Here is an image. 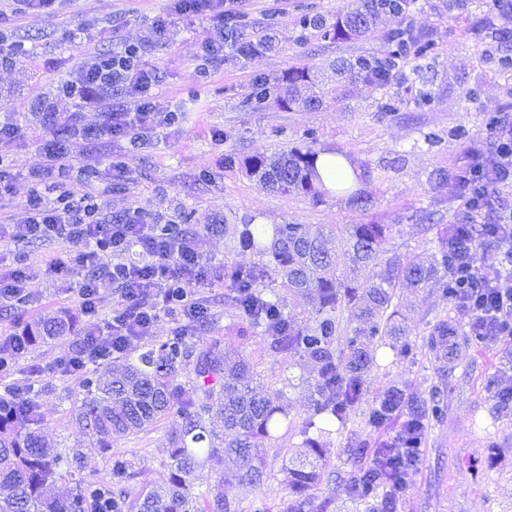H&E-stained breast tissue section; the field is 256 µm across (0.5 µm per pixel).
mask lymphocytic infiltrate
Returning <instances> with one entry per match:
<instances>
[{
  "instance_id": "f902f5d3",
  "label": "lymphocytic infiltrate",
  "mask_w": 512,
  "mask_h": 512,
  "mask_svg": "<svg viewBox=\"0 0 512 512\" xmlns=\"http://www.w3.org/2000/svg\"><path fill=\"white\" fill-rule=\"evenodd\" d=\"M241 6L242 0H170L169 14L153 18L151 38L94 53L54 85L55 97L67 100L70 109L61 118L50 111L43 114L53 132L39 145L44 165L32 174L35 186L27 216L14 224L13 236L64 244V251L46 256V269L57 275L72 268L85 272L77 295L81 312L91 322L64 364L67 372L82 371L100 362L102 355L124 351L131 339L149 335L170 304H178L188 320L205 315L186 290L188 284L206 282L212 273L197 234L162 236L154 221L136 208L115 220H101L94 193L73 198L61 179L75 144L115 137L142 143L158 130L179 126L181 116L160 110L155 101L159 75L147 60L155 39L167 36L173 16L202 17L209 23L202 43L204 60L208 67L220 68L227 54L242 55L253 48L235 27ZM88 112L96 113L95 124H85ZM490 130L492 148L475 166L487 185V202L478 206L465 197L461 205L468 223L497 224L502 231L493 241V259L466 251L457 276L484 290L480 302L466 308L471 322L482 325L487 334L512 337V204L499 196L501 185L512 184V116L494 118ZM134 248L139 261H126V253ZM105 283L118 288L120 298L111 318L101 324L95 317Z\"/></svg>"
}]
</instances>
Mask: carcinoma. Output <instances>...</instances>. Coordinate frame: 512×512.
<instances>
[{"instance_id": "cac0c4a2", "label": "carcinoma", "mask_w": 512, "mask_h": 512, "mask_svg": "<svg viewBox=\"0 0 512 512\" xmlns=\"http://www.w3.org/2000/svg\"><path fill=\"white\" fill-rule=\"evenodd\" d=\"M407 0H353L329 24L320 17L304 25L324 31L336 40H358L367 36L381 12L405 13ZM436 43L410 26H400L385 38L381 56H358L338 69L349 79H362L379 87L391 84L399 74V63L410 56L436 53ZM303 68L288 71L287 86L271 93L264 82L254 100L269 98L282 109L315 107L320 99L302 100L300 84L313 82ZM310 141L276 155L254 156L244 161L246 172L272 191L308 199L315 204L338 194L354 202L362 192L345 182L326 187L316 162L324 153L348 158L338 149L316 146ZM439 248L428 266L403 265L390 258L387 275L378 282H360L338 274L340 264L367 265L386 253L390 224H274L247 220L234 225L232 248L260 256L250 266L225 265L224 279L233 288V306L243 324L235 326L240 336L258 330L268 354L288 353L317 369L310 384L311 414L299 420L284 404L291 378L267 396L252 394L254 365L243 356L221 351L213 345L196 350L192 336L175 330L166 340L147 344L137 356L115 357L116 367L106 375L90 370L81 383L84 397L77 406L83 428L98 438L106 451L112 441L137 434L164 416L181 420L180 430L165 448L169 479L164 487L133 489L132 465L112 459L107 477L92 472L75 483L66 496L51 494L56 482L70 476L62 468L64 457L55 453L40 431L39 391L0 395V512H199L193 493L199 472L213 457L224 456V467L241 481L263 485L266 473L262 450L273 447L281 431L303 437V451L288 468V499L282 512H309L312 490L322 479L325 438L331 427L343 425L366 397V376L376 366V348L387 339L402 335L400 312L394 304L397 289L438 288L453 300L452 273L456 269L454 244L472 233L464 224H437ZM288 288L303 295L309 308L303 315L285 312L274 297V289ZM71 315L64 313L27 325L20 339L0 346V367L8 369L25 355L29 346L57 338L72 328ZM187 377L181 381V377ZM404 408L398 389L378 393L368 404L366 424L379 428ZM443 408L437 397L414 402L407 408L403 443L418 446L425 436V421L437 419ZM218 417L224 423L220 436L208 422ZM366 465L353 467L344 479L345 493L355 502L372 504L373 512H385L382 490L398 497L408 484L404 475L411 457H399L387 444L358 445Z\"/></svg>"}]
</instances>
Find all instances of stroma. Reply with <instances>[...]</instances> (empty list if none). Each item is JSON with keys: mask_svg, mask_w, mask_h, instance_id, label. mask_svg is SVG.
<instances>
[{"mask_svg": "<svg viewBox=\"0 0 512 512\" xmlns=\"http://www.w3.org/2000/svg\"><path fill=\"white\" fill-rule=\"evenodd\" d=\"M346 2L245 0L242 36L255 38L272 18L276 25L271 44L256 47L245 58H228L222 69L207 75L201 72L200 27L179 25L156 44L148 61L161 79L159 103L182 111L181 127L161 131L137 148L107 140L82 148L69 162L63 179L66 189L79 195L94 186L99 213L107 221L137 206L155 222L186 223L202 233L205 257L219 270L228 262H257L256 253L231 250L220 229L221 224H237L246 217L267 225L363 224L375 219L394 227L389 255L414 265L429 264L434 234L426 230L422 214H430L435 224L461 219L456 174L472 152L486 151L489 115L512 109V70L497 66L499 57L512 54V12L499 11L494 0H415L410 17L415 27L429 30L439 51L435 57L410 62L391 85L381 89L356 79L348 84L345 96L326 97L311 109L283 111L271 103L246 107L257 80L276 85L294 66L308 67L323 85L334 87L336 60L376 51L379 37L399 24L397 17L380 16L374 37L345 43L303 37L299 19L304 11L332 22ZM167 7L168 0H58L53 14L15 25L14 40L33 48L35 56L0 66V111L24 113L30 139L8 150L9 189L0 194V214L16 222L26 215L29 174L43 164L37 141L45 130L37 103L53 105L60 113L68 109L66 102L52 98L54 73L69 72L93 52L148 37L152 17ZM76 28L83 31L81 40L62 41L63 32ZM52 63L57 72L49 71ZM422 90L433 96L424 107L416 102ZM389 97L397 102L392 113L383 109ZM309 131L321 144L350 153L357 165L377 172V179L360 185L370 200L367 208L344 195L315 205L272 192L247 175L244 160L288 150ZM428 132L443 134V145L429 147L423 139ZM119 150L127 168L118 180L107 170L105 159ZM228 155L236 157L235 165H225ZM59 249V244L48 241L0 238V269L17 268L28 276L25 303L0 302V332L22 329L64 309L74 318L70 333L30 346L10 372H1L0 390L24 384L31 368H39L40 429L47 442L62 455L80 454L99 475H108L113 458L121 457L132 464L134 487L166 484L165 450L179 426L177 418H164L147 431L114 441L107 452L77 420L80 379L60 374L57 365L76 349L86 319L76 295L61 289L57 276L41 263L43 256ZM189 291L208 308L205 322L191 326L194 342L204 347L218 339L248 357L257 372V394H267L282 377L298 379V386L287 393L288 404L293 416L305 417L312 366L284 354H266L261 337L226 334L224 328L234 318L223 281L193 285ZM398 305L405 337L415 353L402 359L390 347L378 348L377 366L367 378L368 392L393 387L402 390L406 400L426 401L440 389L447 403L443 420L426 428L421 461L409 471V493L398 512H512V403L501 404L493 386L494 381L512 377V341L493 337L479 347L464 344L467 313L433 288L402 289ZM441 320L453 329L454 341L429 349L428 339ZM400 425L396 419L382 429L370 428L358 410L331 436L325 478L314 492L316 502L325 505L323 512H365L345 493L343 478L357 461L360 441L393 436ZM301 442L299 435L287 432L268 449L263 488L241 482L225 470L220 458L206 464L199 487L222 485L225 496L245 510L261 496L267 512H278L288 496L289 462Z\"/></svg>", "mask_w": 512, "mask_h": 512, "instance_id": "obj_1", "label": "stroma"}]
</instances>
